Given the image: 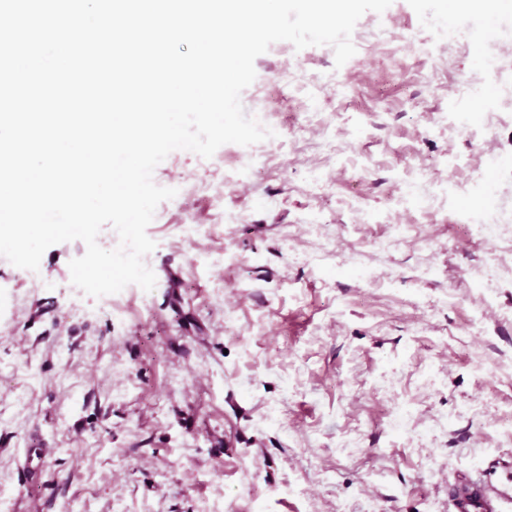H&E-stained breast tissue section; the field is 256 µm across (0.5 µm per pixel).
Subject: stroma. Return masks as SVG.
Wrapping results in <instances>:
<instances>
[{
	"mask_svg": "<svg viewBox=\"0 0 512 512\" xmlns=\"http://www.w3.org/2000/svg\"><path fill=\"white\" fill-rule=\"evenodd\" d=\"M481 20L448 0L365 13L341 97L332 47L272 44L241 94L277 132L252 183L234 189L232 143L153 172L184 194L147 227L149 299L70 293L79 240L45 251L37 288L0 263V512H450L463 479L512 487V243L462 222L481 193L512 211V107L455 95L481 76ZM441 28L439 56L402 52Z\"/></svg>",
	"mask_w": 512,
	"mask_h": 512,
	"instance_id": "1",
	"label": "stroma"
}]
</instances>
